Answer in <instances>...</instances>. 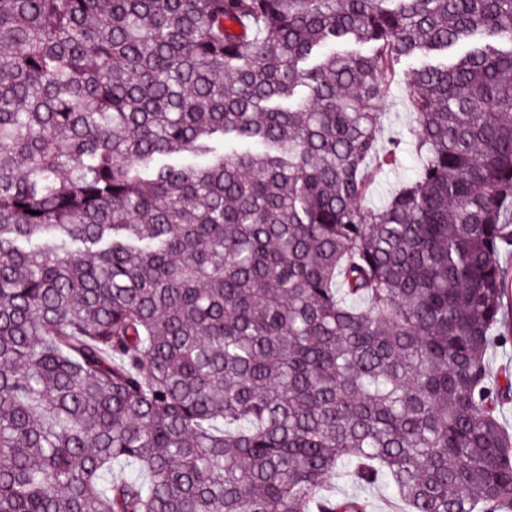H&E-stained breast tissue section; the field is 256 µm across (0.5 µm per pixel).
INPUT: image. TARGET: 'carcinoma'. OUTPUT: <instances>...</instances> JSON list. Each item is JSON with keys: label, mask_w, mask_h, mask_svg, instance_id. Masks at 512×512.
Masks as SVG:
<instances>
[{"label": "carcinoma", "mask_w": 512, "mask_h": 512, "mask_svg": "<svg viewBox=\"0 0 512 512\" xmlns=\"http://www.w3.org/2000/svg\"><path fill=\"white\" fill-rule=\"evenodd\" d=\"M505 253L512 0H0V512H512ZM384 125L386 128L403 129L412 121V109L404 88L394 86L385 108ZM418 168L419 161L416 155L411 152L403 153L399 166L392 171L385 172L376 180L367 203L380 205L397 190L403 180L413 178ZM326 490L327 494L336 497L347 493L359 495L370 502L372 512H396V508L404 512V505L397 501L392 487L386 482L359 487L353 485L348 477L336 476L328 481Z\"/></svg>", "instance_id": "carcinoma-1"}]
</instances>
